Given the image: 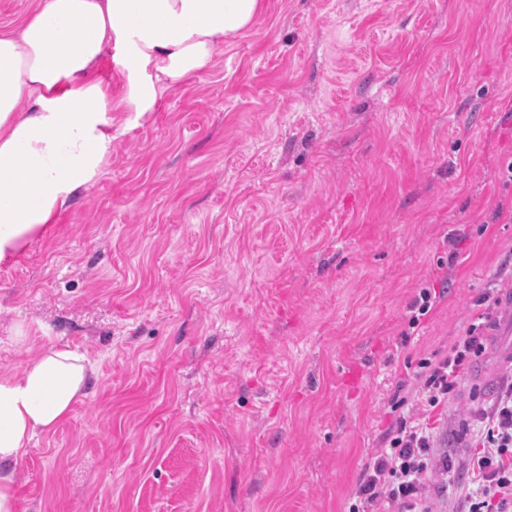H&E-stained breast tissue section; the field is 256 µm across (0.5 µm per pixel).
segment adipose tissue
I'll use <instances>...</instances> for the list:
<instances>
[{"label": "adipose tissue", "mask_w": 512, "mask_h": 512, "mask_svg": "<svg viewBox=\"0 0 512 512\" xmlns=\"http://www.w3.org/2000/svg\"><path fill=\"white\" fill-rule=\"evenodd\" d=\"M260 0H42L0 31V264L14 260L112 152V97L92 72L104 54L144 116L155 85L206 68L224 38L252 26ZM95 365L49 345L20 374L0 376V464H14L65 421Z\"/></svg>", "instance_id": "obj_1"}]
</instances>
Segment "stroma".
<instances>
[{"instance_id": "obj_1", "label": "stroma", "mask_w": 512, "mask_h": 512, "mask_svg": "<svg viewBox=\"0 0 512 512\" xmlns=\"http://www.w3.org/2000/svg\"><path fill=\"white\" fill-rule=\"evenodd\" d=\"M262 4L143 117L110 57L93 72L108 163L0 265V375L51 344L96 364L14 465L15 512H351L424 414L420 361L489 283L512 294V0ZM500 316L442 411L428 512L464 508Z\"/></svg>"}]
</instances>
